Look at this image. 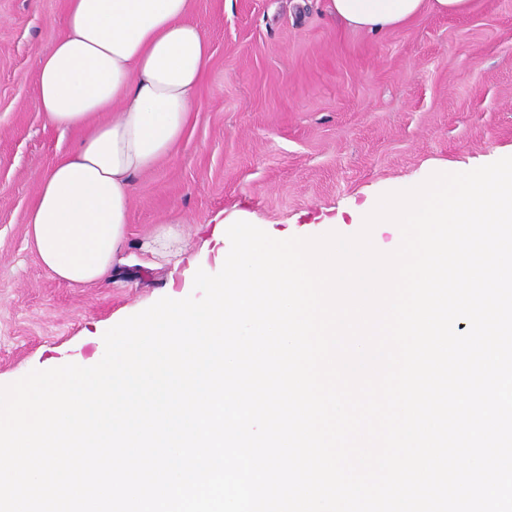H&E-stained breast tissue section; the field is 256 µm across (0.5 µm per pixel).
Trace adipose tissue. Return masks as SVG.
<instances>
[{
    "mask_svg": "<svg viewBox=\"0 0 512 512\" xmlns=\"http://www.w3.org/2000/svg\"><path fill=\"white\" fill-rule=\"evenodd\" d=\"M471 0H328V11L372 32L424 9L462 15ZM190 0H69L66 31L37 58L46 121L84 135L38 180L28 236L45 269L70 284L109 277L125 248L131 183L172 155L197 105L210 58ZM112 120L99 121L100 113Z\"/></svg>",
    "mask_w": 512,
    "mask_h": 512,
    "instance_id": "1",
    "label": "adipose tissue"
}]
</instances>
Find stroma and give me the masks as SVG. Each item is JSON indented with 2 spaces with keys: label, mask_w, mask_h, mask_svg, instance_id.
I'll return each mask as SVG.
<instances>
[{
  "label": "stroma",
  "mask_w": 512,
  "mask_h": 512,
  "mask_svg": "<svg viewBox=\"0 0 512 512\" xmlns=\"http://www.w3.org/2000/svg\"><path fill=\"white\" fill-rule=\"evenodd\" d=\"M327 0H192L211 58L171 157L132 181L128 244L108 282L71 286L27 236L38 178L81 130L39 112L37 55L65 33L68 0H0V386L61 363L94 364L112 325L190 296L223 266L220 221L271 237L353 235L381 195L512 155V0L424 10L382 33ZM186 244H144L167 222Z\"/></svg>",
  "instance_id": "1"
}]
</instances>
